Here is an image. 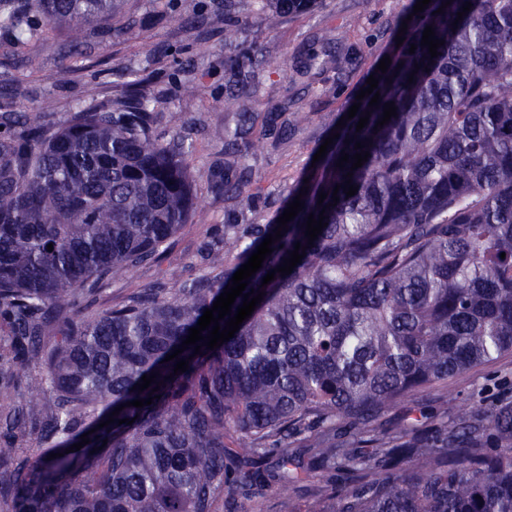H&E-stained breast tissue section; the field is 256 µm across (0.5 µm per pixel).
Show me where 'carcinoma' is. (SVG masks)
<instances>
[{
    "instance_id": "1",
    "label": "carcinoma",
    "mask_w": 512,
    "mask_h": 512,
    "mask_svg": "<svg viewBox=\"0 0 512 512\" xmlns=\"http://www.w3.org/2000/svg\"><path fill=\"white\" fill-rule=\"evenodd\" d=\"M122 2L22 0L0 31L21 45L39 31L33 14L78 31ZM266 2L271 27L315 0ZM416 2L388 70L374 71L379 104L360 100L300 184L306 195H288L304 208L245 289L263 299L214 350L200 340V353L165 361L277 225L233 212L203 247L204 275L134 290L86 320L71 310L159 261L197 214L190 147L155 134L133 83L116 109L58 128L46 108L0 134V488L14 489V512H214L220 498L237 512L273 488L279 512H512V405L462 407L431 430L376 424L404 397L455 404L449 379L512 353V0H431L418 14ZM428 26L444 41L434 58ZM227 63L246 79L262 68L248 54ZM390 102L396 115L375 128ZM357 142L370 157L352 171ZM224 146L237 160L257 150L227 129ZM348 182L355 195L334 191ZM249 183L224 170L225 196L248 198ZM311 213L327 226L310 244ZM298 242L301 263L262 285ZM179 359L188 370L172 377ZM150 396L114 416L135 422L99 427Z\"/></svg>"
}]
</instances>
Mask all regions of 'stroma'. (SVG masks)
Listing matches in <instances>:
<instances>
[{"label":"stroma","mask_w":512,"mask_h":512,"mask_svg":"<svg viewBox=\"0 0 512 512\" xmlns=\"http://www.w3.org/2000/svg\"><path fill=\"white\" fill-rule=\"evenodd\" d=\"M407 0H317L305 12L268 26L258 0H169L162 20H155L154 0H125L110 24L86 27L80 36L82 59L67 56L69 34L30 40L15 52L0 38V113L28 116L50 106V121L65 125L78 107L115 102L125 90V74H136L140 90L157 119L162 141L184 136L196 151L193 194L205 220L182 225L171 238L167 257L116 276L96 307L105 310L136 288L168 287L201 276L203 241L222 236L224 212L233 200L212 183L224 168V127L233 117L224 112L226 92L237 95L246 135L260 149L249 160L250 196L244 203L249 223L274 224L288 204V194L311 166L316 151L331 137L350 103L389 51L393 26ZM243 25L245 34L233 46L224 43V23ZM331 55L333 66L307 68L312 52ZM252 53L264 61L255 83H238L225 67L227 57ZM32 56L36 72L16 83L18 54ZM457 402L473 406L482 400L512 395V354L465 371L451 380ZM445 408L437 393L404 400L386 408L381 422L394 429L410 419L438 425Z\"/></svg>","instance_id":"1"}]
</instances>
